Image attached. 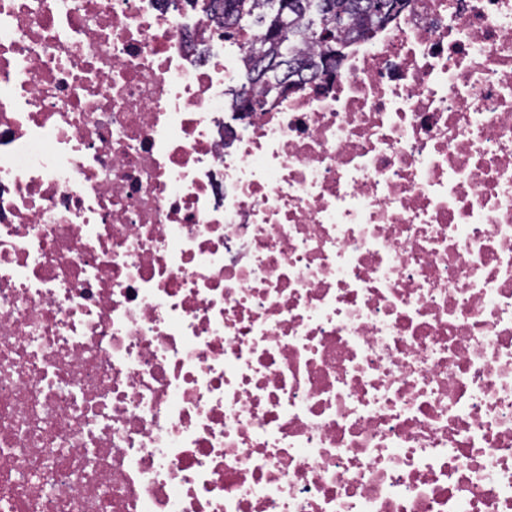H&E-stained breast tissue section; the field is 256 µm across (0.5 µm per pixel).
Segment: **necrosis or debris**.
Here are the masks:
<instances>
[{
	"label": "necrosis or debris",
	"instance_id": "necrosis-or-debris-1",
	"mask_svg": "<svg viewBox=\"0 0 512 512\" xmlns=\"http://www.w3.org/2000/svg\"><path fill=\"white\" fill-rule=\"evenodd\" d=\"M208 3L0 0V512H512V0ZM379 1H388L385 13ZM401 0H212L209 8L224 15V33L231 34L243 27L258 30L256 38L246 48L248 69L245 87L252 97L284 95L305 82L307 75L327 73L324 61L335 57L333 71L339 68L344 50L351 40L369 38L376 29L390 23L389 11ZM324 30L332 31L333 40L321 37ZM366 32H370L366 35ZM309 44L316 46L306 51ZM336 52L338 58L336 61ZM294 57L296 74L288 82L277 68L278 60Z\"/></svg>",
	"mask_w": 512,
	"mask_h": 512
}]
</instances>
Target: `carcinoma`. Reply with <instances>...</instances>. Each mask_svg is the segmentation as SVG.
<instances>
[{
	"label": "carcinoma",
	"mask_w": 512,
	"mask_h": 512,
	"mask_svg": "<svg viewBox=\"0 0 512 512\" xmlns=\"http://www.w3.org/2000/svg\"><path fill=\"white\" fill-rule=\"evenodd\" d=\"M224 15V32L258 30L246 48L245 86L256 97L283 95L307 75L325 72L324 61L337 58L355 37L391 22L379 0H210Z\"/></svg>",
	"instance_id": "obj_1"
}]
</instances>
